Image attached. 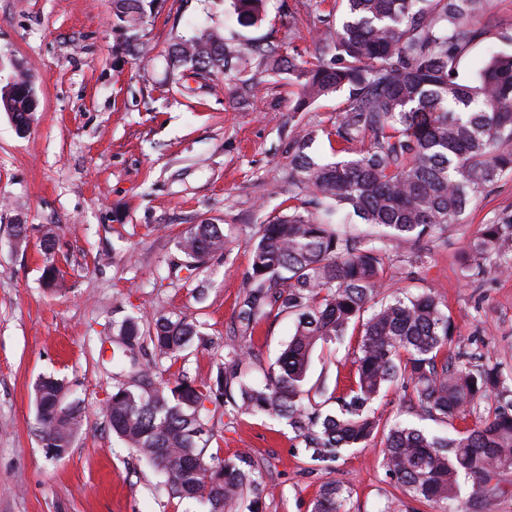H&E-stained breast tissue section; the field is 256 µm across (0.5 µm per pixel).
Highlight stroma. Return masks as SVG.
<instances>
[{
  "mask_svg": "<svg viewBox=\"0 0 512 512\" xmlns=\"http://www.w3.org/2000/svg\"><path fill=\"white\" fill-rule=\"evenodd\" d=\"M300 16L289 28L288 13ZM333 0H266L255 26L238 24L231 0H157L139 30L148 52L125 51L112 0H0V89L24 71L38 99L30 130L18 134L0 111V512H206L192 499L168 498L160 477L113 436L105 417L112 392L105 339L129 316L150 323L173 311L200 325L207 343L191 347L159 381L206 380L224 361V339L240 333L238 296L249 271L251 236L269 215L293 205L294 126L316 130L311 151L331 159L336 118L346 93L295 111L299 87L266 77L239 98L222 78L197 82L173 71L170 45L207 25L234 49L269 43L315 63V29L339 25ZM475 24L481 37L459 72L475 79L490 52L512 50V0H488ZM512 215V174L467 209L462 223L436 237L386 244L383 294L434 291L454 324L449 354L472 353L512 374V273L465 278L461 259L483 225ZM223 225L230 243L190 272L178 247L202 220ZM25 225L26 238L15 235ZM55 229L56 292L42 285V228ZM425 259H418V252ZM204 297H197V288ZM294 320L270 316L256 330L253 375L275 362ZM356 337L317 346L306 386L343 391ZM65 386V404L82 413L79 432L60 459L41 440L34 387L43 376ZM475 404L465 420H417L411 388L393 386L374 403L382 422L419 421L440 436L495 408ZM210 454L249 455L266 489L259 512H311L320 487L349 492L345 512H439L404 493L389 475L379 443L350 448L331 468L314 464L283 421L215 412Z\"/></svg>",
  "mask_w": 512,
  "mask_h": 512,
  "instance_id": "1",
  "label": "stroma"
}]
</instances>
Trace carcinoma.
I'll return each mask as SVG.
<instances>
[{
  "label": "carcinoma",
  "mask_w": 512,
  "mask_h": 512,
  "mask_svg": "<svg viewBox=\"0 0 512 512\" xmlns=\"http://www.w3.org/2000/svg\"><path fill=\"white\" fill-rule=\"evenodd\" d=\"M146 1L157 2L112 0L117 27L136 29ZM344 2L341 27L318 35L323 59L315 67L298 66L274 45L254 49L267 71L294 78L298 112L348 90L336 135L347 145L363 144L352 156L316 161L305 152L312 133L292 131L294 184L322 206V215L293 206L268 217L252 235L238 318L246 334L273 312L295 316L287 346L261 382L249 378L255 353L243 335L224 339V363L215 377L157 385L159 363L174 364L193 342L206 340L195 323L171 312L157 314L146 328L128 318L113 340L110 362L118 372L105 414L125 447L165 474L168 497L229 512L245 494L259 500L265 483L247 455L206 456L214 437L209 403L286 421L309 459L327 469L343 449L364 448L377 437L380 419L371 404L385 388L412 386L417 415L441 421L461 417L493 394L499 402L493 412L454 437L396 422L381 448L387 471L411 496L446 505L458 499L465 477L486 489L480 508L491 512L498 486L488 484L512 468V376L474 365L464 354L448 355L453 324L433 292L380 297V252L387 240L420 241L461 223L471 202L512 174V53H492L474 81L458 80L461 55L481 36L474 18L485 0ZM235 6L242 24L262 20V0H235ZM168 57L175 70L189 66L202 79L223 77L241 97L262 83L212 29L172 45ZM0 105L12 113L18 132L29 130L28 95ZM340 211L382 233L341 230L333 220ZM227 246L224 230L207 221L192 225L179 241L191 272ZM463 270L472 279L512 271V216L484 225ZM356 328L354 379L340 412H325L329 399L318 401L304 389L312 352ZM63 397V384L51 376L35 386L41 437L55 459L67 454L81 421L80 410L63 405ZM345 502L346 490L327 482L311 512H341Z\"/></svg>",
  "instance_id": "cac0c4a2"
}]
</instances>
